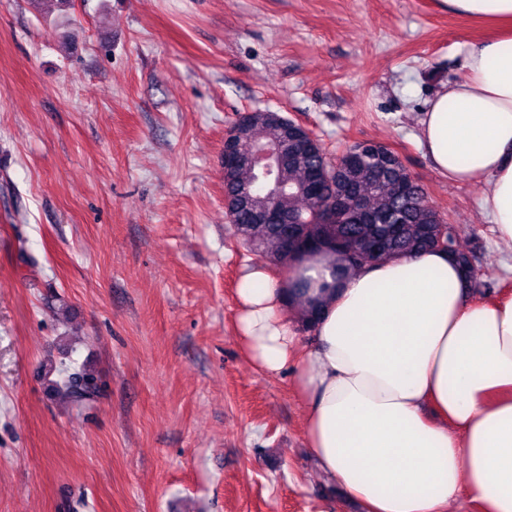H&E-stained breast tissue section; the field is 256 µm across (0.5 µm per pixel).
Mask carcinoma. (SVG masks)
<instances>
[{
	"mask_svg": "<svg viewBox=\"0 0 512 512\" xmlns=\"http://www.w3.org/2000/svg\"><path fill=\"white\" fill-rule=\"evenodd\" d=\"M239 116L229 128L239 152L253 140H275L283 129L252 123ZM288 166L269 176L241 161L224 173V210L240 240L274 264L286 251L289 266L286 307L305 330L314 328L340 279L358 266L380 263L428 250H447L475 283L478 256L459 248L456 236L444 233L443 219L429 203L424 187L413 179L399 156L378 143H354L330 160L316 138ZM274 206L286 224H259L255 209ZM321 259L331 281L316 282L301 272L304 263ZM56 390L76 405L101 395L99 377L85 368L71 373Z\"/></svg>",
	"mask_w": 512,
	"mask_h": 512,
	"instance_id": "carcinoma-1",
	"label": "carcinoma"
}]
</instances>
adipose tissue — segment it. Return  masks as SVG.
Listing matches in <instances>:
<instances>
[{
	"instance_id": "1",
	"label": "adipose tissue",
	"mask_w": 512,
	"mask_h": 512,
	"mask_svg": "<svg viewBox=\"0 0 512 512\" xmlns=\"http://www.w3.org/2000/svg\"><path fill=\"white\" fill-rule=\"evenodd\" d=\"M488 22L465 75L422 111L417 140L454 183L480 181L481 207L512 247V0H440ZM237 337L255 367L296 371L305 435L322 474L363 512H512V298L478 301L447 254L357 269L302 347L283 286L246 265Z\"/></svg>"
}]
</instances>
